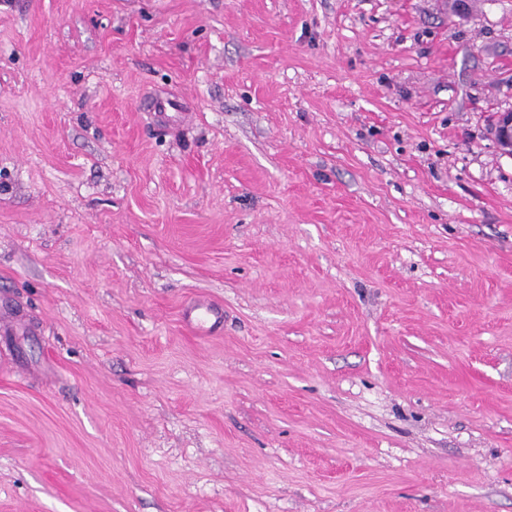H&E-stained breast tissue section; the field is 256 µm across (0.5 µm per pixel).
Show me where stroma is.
Segmentation results:
<instances>
[{
  "label": "stroma",
  "mask_w": 512,
  "mask_h": 512,
  "mask_svg": "<svg viewBox=\"0 0 512 512\" xmlns=\"http://www.w3.org/2000/svg\"><path fill=\"white\" fill-rule=\"evenodd\" d=\"M509 109L512 0H0V512H512ZM492 127L494 138L503 153L512 156V109L499 112ZM221 319L223 317V308L214 304H193L190 307L187 324L193 329H201L212 319Z\"/></svg>",
  "instance_id": "1"
}]
</instances>
